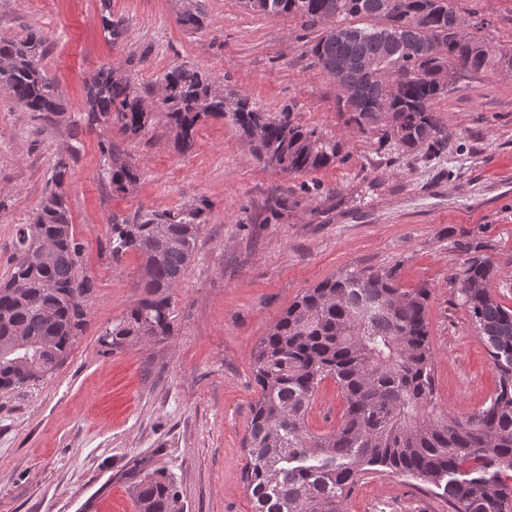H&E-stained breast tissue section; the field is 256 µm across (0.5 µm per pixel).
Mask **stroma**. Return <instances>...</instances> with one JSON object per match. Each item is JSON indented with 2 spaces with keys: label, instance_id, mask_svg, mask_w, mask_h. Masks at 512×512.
Masks as SVG:
<instances>
[{
  "label": "stroma",
  "instance_id": "obj_1",
  "mask_svg": "<svg viewBox=\"0 0 512 512\" xmlns=\"http://www.w3.org/2000/svg\"><path fill=\"white\" fill-rule=\"evenodd\" d=\"M206 26L177 21L182 0H112L119 40L104 32L99 0H0V37H47L44 61L62 111H26L0 89V282L9 279L18 225L29 223L58 160L77 239L94 275L89 325L64 363L37 385L0 390V512H136L132 469L165 468L183 512H253L242 480L244 440L258 396L252 356L269 327L308 288L342 272L396 268L400 287L427 286L440 404L469 415L495 388L485 344L452 278L479 236L512 308V71L463 74L437 109L455 133L447 154L425 159L361 133L336 106V80L308 52L319 28L261 15L243 0H202ZM494 52L512 53V0H455ZM187 63L219 77L275 115L340 141L347 158L289 175L264 167L228 117L206 118L191 151L155 117L131 139L87 128L85 82L120 67L137 86ZM138 168L134 192L113 191L99 143ZM206 201L197 250L172 293L174 334L109 351L99 343L138 297L142 260L112 262L109 220ZM334 379L319 385L312 432L339 424ZM345 512H448L437 489L369 470Z\"/></svg>",
  "mask_w": 512,
  "mask_h": 512
}]
</instances>
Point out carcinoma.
Masks as SVG:
<instances>
[{
	"instance_id": "carcinoma-1",
	"label": "carcinoma",
	"mask_w": 512,
	"mask_h": 512,
	"mask_svg": "<svg viewBox=\"0 0 512 512\" xmlns=\"http://www.w3.org/2000/svg\"><path fill=\"white\" fill-rule=\"evenodd\" d=\"M389 14L380 0H246L264 15H288L311 28L323 16L372 18L346 25L350 36L328 29L308 53L314 64L338 78L357 59L376 76L350 77L351 95L336 96L360 132L391 141L407 152L437 155L453 133L436 114L457 71L479 72L495 64L486 41L466 39L448 27L460 17L453 0H400ZM102 25L112 40L125 21L100 0ZM199 3L179 14L191 30L204 28ZM46 38L30 31L0 38V87L30 112L61 111L57 88L43 61ZM157 99L166 126L183 152L192 150L196 129L210 116H224V92L209 73L187 64L170 67L159 79ZM87 125L117 126L130 138L151 124L144 109L154 87L138 88L120 69L99 68L86 82ZM250 138L265 166L303 174L344 159L340 142L317 128L294 123L291 109L272 117L246 95L230 113ZM112 190L129 193L139 171L112 142L101 143ZM67 164L55 166L53 187L33 221L18 226L15 265L0 286V388L22 389L53 372L68 357L88 324L87 298L93 282L83 267L66 204ZM204 208L112 216L108 244L112 261L129 252L142 258L141 292L129 313L99 336L111 350L152 343L172 335L171 292L180 283L197 247ZM41 234L56 239L47 255L31 249ZM467 255L455 276L457 299L486 344L496 374L495 389L479 410L451 414L435 389L427 322L426 287L398 286L396 270L340 273L307 289L260 340L253 356L259 396L251 406L245 438V488L255 512H344V501L370 468L399 473L443 490L448 512H512V309L491 292L493 262L479 254V239L459 244ZM40 353L33 371L19 358ZM335 379L344 399L336 429L316 435L307 415L319 384ZM137 512H178L173 478L163 469L131 485Z\"/></svg>"
}]
</instances>
